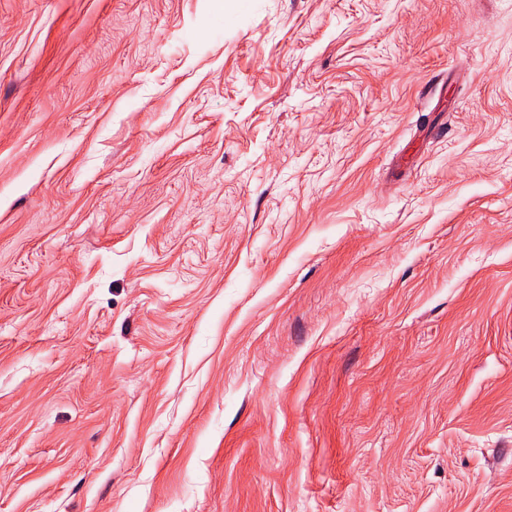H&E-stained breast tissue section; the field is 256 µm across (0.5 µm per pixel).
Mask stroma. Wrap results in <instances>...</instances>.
<instances>
[{
	"label": "stroma",
	"mask_w": 512,
	"mask_h": 512,
	"mask_svg": "<svg viewBox=\"0 0 512 512\" xmlns=\"http://www.w3.org/2000/svg\"><path fill=\"white\" fill-rule=\"evenodd\" d=\"M0 512H512V0H0Z\"/></svg>",
	"instance_id": "1"
}]
</instances>
